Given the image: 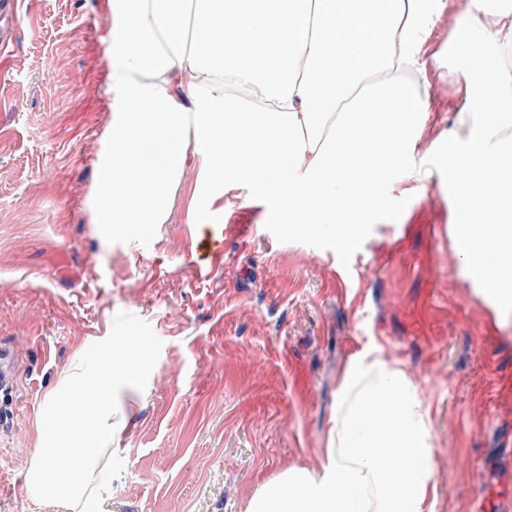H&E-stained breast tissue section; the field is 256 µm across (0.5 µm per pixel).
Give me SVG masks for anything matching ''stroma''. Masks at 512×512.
<instances>
[{"instance_id": "35a3bbf8", "label": "stroma", "mask_w": 512, "mask_h": 512, "mask_svg": "<svg viewBox=\"0 0 512 512\" xmlns=\"http://www.w3.org/2000/svg\"><path fill=\"white\" fill-rule=\"evenodd\" d=\"M457 28L447 12L429 40L420 154L465 98L445 53ZM111 29L107 0H12L0 14V346L22 355L0 392V512H55L25 488L36 412L71 362L100 365L110 336L138 337L153 365L112 458V512H247L265 482L316 469L342 372L372 345L430 406L434 512H500L487 499L512 494V324L462 276L440 174L392 192L403 221L341 256L285 234L260 183L200 190L191 148L164 223L103 237ZM207 241L223 259L202 274Z\"/></svg>"}]
</instances>
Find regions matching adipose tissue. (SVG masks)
Masks as SVG:
<instances>
[{
    "mask_svg": "<svg viewBox=\"0 0 512 512\" xmlns=\"http://www.w3.org/2000/svg\"><path fill=\"white\" fill-rule=\"evenodd\" d=\"M109 147L96 222L121 230L163 223L195 148L202 180L260 179L289 232L355 250L386 220L393 169L450 175L451 231L463 275L499 321L512 319V0H469L456 44L474 62L468 94L437 158L414 155L426 116L403 72L425 74V45L448 0H108ZM354 144L351 168L337 153ZM103 367L70 365L42 399L26 489L57 512L110 494L100 477L128 424L125 395L144 399L152 366L130 336L102 348ZM430 408L382 348L349 360L319 471L283 472L249 512H433Z\"/></svg>",
    "mask_w": 512,
    "mask_h": 512,
    "instance_id": "adipose-tissue-1",
    "label": "adipose tissue"
}]
</instances>
